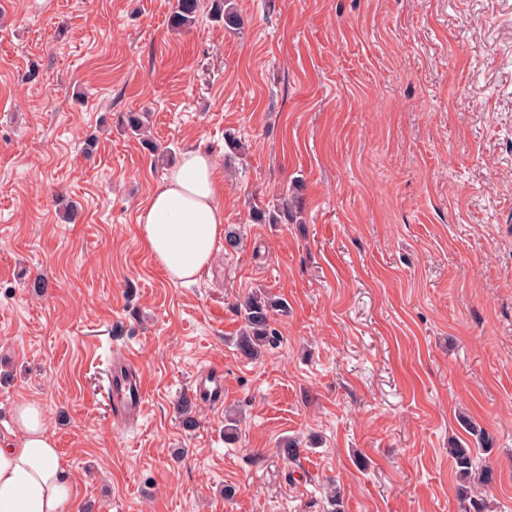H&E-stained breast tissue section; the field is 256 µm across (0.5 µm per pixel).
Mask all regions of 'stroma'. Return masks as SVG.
<instances>
[{"label": "stroma", "instance_id": "35a3bbf8", "mask_svg": "<svg viewBox=\"0 0 512 512\" xmlns=\"http://www.w3.org/2000/svg\"><path fill=\"white\" fill-rule=\"evenodd\" d=\"M172 5L0 0V442L41 405L73 512H327L330 478L345 512H462L463 413L492 440L491 512H512V0H232L238 30L206 8L171 28ZM143 110L160 146L212 152L240 236L189 284L141 241L166 172L121 130ZM297 180L301 223L253 222ZM257 288L288 312L250 361L232 338ZM129 349L147 401L120 421ZM214 368L224 403L184 430Z\"/></svg>", "mask_w": 512, "mask_h": 512}]
</instances>
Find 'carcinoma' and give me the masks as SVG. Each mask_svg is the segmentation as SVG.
<instances>
[{"label":"carcinoma","instance_id":"cac0c4a2","mask_svg":"<svg viewBox=\"0 0 512 512\" xmlns=\"http://www.w3.org/2000/svg\"><path fill=\"white\" fill-rule=\"evenodd\" d=\"M215 8L212 15L224 20V26L235 29L240 25L239 16L230 10H221L224 0H214ZM202 7V0H176L169 17L171 27L185 29L196 20ZM293 199L284 194L270 204L255 206L252 218L258 224H279L281 217L292 216ZM288 312L287 304L272 299L262 291L247 295L239 303V314L242 317L236 347L239 353L247 359H255L268 348L275 345L278 334L272 326L276 313ZM180 419L182 426L191 430L198 424L196 418V403L185 398L180 404ZM469 433L475 438L478 447L468 448L462 444H454L448 448V456L452 459L457 480L460 482L459 498L463 512H486L487 503L476 494V488L489 487L495 482V471L490 466L484 454L490 450L492 441L482 429L467 425ZM305 449L302 442L294 437L282 439L276 448L278 456L294 462L299 460ZM328 512H344V494L335 481H329L325 489Z\"/></svg>","mask_w":512,"mask_h":512}]
</instances>
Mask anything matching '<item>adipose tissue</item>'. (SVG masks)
<instances>
[{
  "label": "adipose tissue",
  "instance_id": "obj_1",
  "mask_svg": "<svg viewBox=\"0 0 512 512\" xmlns=\"http://www.w3.org/2000/svg\"><path fill=\"white\" fill-rule=\"evenodd\" d=\"M223 196L211 152L190 146L140 208L143 243L170 279L193 280L210 265L224 235ZM15 423L16 438L0 445V512H69L73 477L41 407L18 405Z\"/></svg>",
  "mask_w": 512,
  "mask_h": 512
}]
</instances>
